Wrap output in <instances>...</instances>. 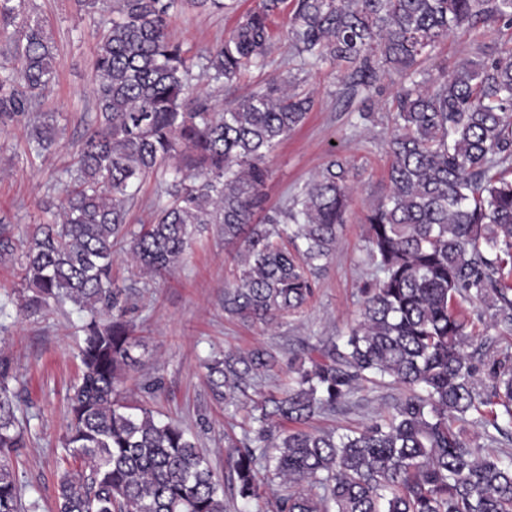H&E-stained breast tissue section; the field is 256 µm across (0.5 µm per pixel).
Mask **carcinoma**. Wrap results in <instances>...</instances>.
<instances>
[{"label": "carcinoma", "mask_w": 512, "mask_h": 512, "mask_svg": "<svg viewBox=\"0 0 512 512\" xmlns=\"http://www.w3.org/2000/svg\"><path fill=\"white\" fill-rule=\"evenodd\" d=\"M233 11L236 0H113L100 13L95 112L72 168L57 178L50 219L29 233L20 311L70 302L81 326V374L69 423L57 512H225L224 489L248 505L261 486L283 488L276 512H512V354L476 336L466 306L512 330V50L479 42L451 72L421 64L440 41L482 24L512 27V0H291L288 39L299 70H346L367 98L402 75L388 141V189L362 217L373 274L346 335L295 358L279 395L253 402L277 356L258 347L205 362L212 397L248 427L224 435L228 472L182 425L122 386L138 370L124 313L138 283L119 285L114 255L152 279L186 259L194 236L218 224L240 247L224 313L269 325L300 312L336 251L353 186L331 157L284 207L268 210V158L306 120L314 98L297 76H273L216 111L194 80L231 91L266 66L271 20L286 0H256L233 31L201 54L172 38L185 5ZM0 132L26 120L28 154L56 145V116L39 111L55 82L56 51L29 0H0ZM199 69L193 74V69ZM160 177L152 222L128 223L144 180ZM0 212V262L13 255ZM398 387L390 411L357 431L310 428L367 387ZM15 394L0 376V512H22L10 453L24 447ZM483 427L484 443L452 422Z\"/></svg>", "instance_id": "1"}]
</instances>
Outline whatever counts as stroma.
Returning <instances> with one entry per match:
<instances>
[{
    "label": "stroma",
    "mask_w": 512,
    "mask_h": 512,
    "mask_svg": "<svg viewBox=\"0 0 512 512\" xmlns=\"http://www.w3.org/2000/svg\"><path fill=\"white\" fill-rule=\"evenodd\" d=\"M253 5L254 0H238L237 12L229 14L186 8L173 32L192 53H199L224 39L239 14ZM31 11L46 21L57 47L56 80L41 109L55 113L58 136L55 151L38 159L27 152L26 123L0 134V210L9 214L10 230L17 237L55 197L54 180L71 166L86 132L94 110L93 64L99 38V13L77 11L73 0H31ZM285 23L282 16L275 21L269 65L241 80L233 95H226L222 84L202 81V90L214 103L221 106L228 98H242L268 77L286 72L291 45L283 34ZM481 40L512 47V28L492 24L449 36L423 67L434 75L452 70ZM399 81V74H391L366 99L351 95L342 72L332 66L299 75L300 92L311 94L315 105L306 123L270 156L273 174L264 188L266 207L284 206L333 156L349 162L356 188L336 252L302 312L270 325L225 314L224 289L234 282L236 249L225 245L215 224L196 235L183 265L150 281L130 304L126 318L138 341L134 354L144 367L127 383L129 400L148 403L161 418L181 421L216 469L225 464V434L240 433L248 418L243 412L229 416L223 404L212 399L203 360L227 351L273 350L279 365L273 375L259 378L253 398L260 401L276 392L302 344L345 335L356 317L358 289L370 271L360 217L387 189L385 140L392 130L390 112ZM363 110L371 113V121L360 119ZM22 293L17 261L0 262V306L5 309L0 315V370H7L18 392L17 416L27 442L11 458L23 486L24 512H55L67 399L79 374L78 328L85 314L70 304L24 317L16 307ZM399 396L396 388L358 393L348 410L321 414L313 425L340 433L363 427L386 414Z\"/></svg>",
    "instance_id": "35a3bbf8"
}]
</instances>
